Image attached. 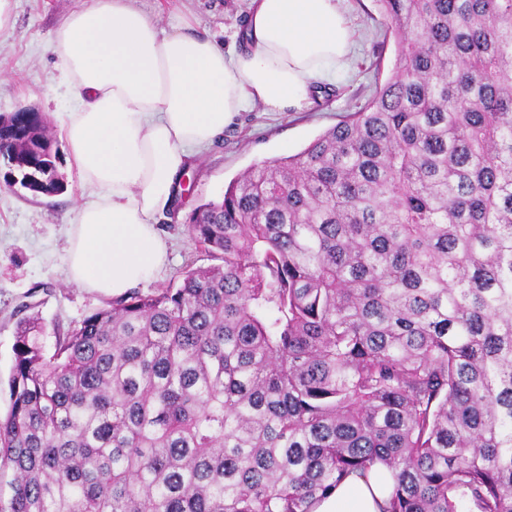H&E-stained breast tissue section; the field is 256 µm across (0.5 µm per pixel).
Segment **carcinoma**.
<instances>
[{
    "label": "carcinoma",
    "instance_id": "1",
    "mask_svg": "<svg viewBox=\"0 0 512 512\" xmlns=\"http://www.w3.org/2000/svg\"><path fill=\"white\" fill-rule=\"evenodd\" d=\"M391 76L198 207L218 265L57 336L19 321L0 512H312L352 473L386 512H512V0H376ZM40 112L0 126L64 189Z\"/></svg>",
    "mask_w": 512,
    "mask_h": 512
}]
</instances>
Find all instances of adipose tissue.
Instances as JSON below:
<instances>
[{"label": "adipose tissue", "mask_w": 512, "mask_h": 512, "mask_svg": "<svg viewBox=\"0 0 512 512\" xmlns=\"http://www.w3.org/2000/svg\"><path fill=\"white\" fill-rule=\"evenodd\" d=\"M247 47L225 51L188 21L162 28L137 0H82L51 40L79 102L61 130L89 187L70 239L69 279L112 296L151 282L167 260L157 215L178 196L190 150L211 145L248 106L285 112L348 64L354 30L340 0H249ZM391 478L350 475L313 512H384Z\"/></svg>", "instance_id": "1"}]
</instances>
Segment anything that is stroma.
Listing matches in <instances>:
<instances>
[{
	"mask_svg": "<svg viewBox=\"0 0 512 512\" xmlns=\"http://www.w3.org/2000/svg\"><path fill=\"white\" fill-rule=\"evenodd\" d=\"M79 0H17L16 24L0 35V114L24 106L43 113L51 131H58L75 97L54 80L49 51L58 23ZM141 8H162V27L186 19L196 34L243 48L247 0H141ZM355 31L350 66L319 85L311 103L300 110L266 112L252 106L225 127L221 140L194 152L183 178L185 190L172 209L157 218L169 245L166 266L141 293L177 285L185 271L213 265L211 254L187 230L190 214L200 205L220 202L231 181L253 165L297 153L336 126L371 96L390 75L396 37L375 0H342ZM62 192L32 195L8 187L0 179V413L9 405L8 380L12 347L22 304H30L46 326L45 345L85 316L110 306L111 297L71 284L65 262L74 228V204L88 194L70 162L64 139H57Z\"/></svg>",
	"mask_w": 512,
	"mask_h": 512,
	"instance_id": "1",
	"label": "stroma"
}]
</instances>
